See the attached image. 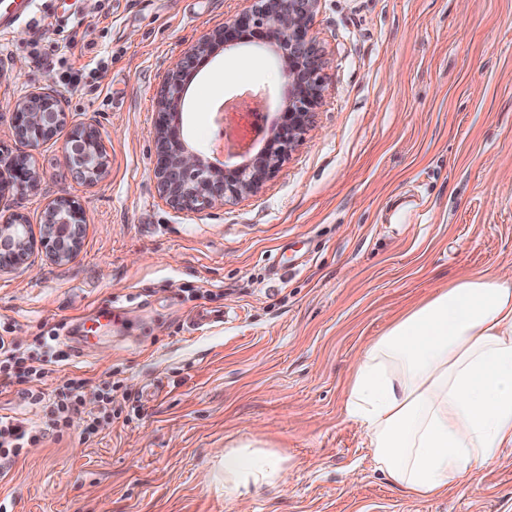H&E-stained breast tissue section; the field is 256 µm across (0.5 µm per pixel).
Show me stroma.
<instances>
[{
	"label": "stroma",
	"instance_id": "35a3bbf8",
	"mask_svg": "<svg viewBox=\"0 0 512 512\" xmlns=\"http://www.w3.org/2000/svg\"><path fill=\"white\" fill-rule=\"evenodd\" d=\"M243 0H33L42 30L0 34V106L39 90L67 120L29 150L0 113V159L30 154L37 192L0 195L32 237L67 192L85 212L81 245L41 249L0 272V335L43 358L37 338L70 331L103 303L122 317L91 351L42 383L112 389L119 413L75 415L62 441L30 449L0 481L8 512H512V447L435 498L377 470L345 409L347 377L371 340L438 289L512 272V0H319L321 104L256 194L196 213L166 204L154 178L155 101L173 63ZM83 17L85 45L66 39ZM55 49V72L31 55ZM24 60L25 74L12 70ZM183 99L186 145L214 148L211 106L251 86L275 119L289 87L274 47L218 50ZM75 69L88 87L58 77ZM92 125L107 151L95 180L62 154ZM225 310L217 329L187 316ZM252 439L288 457L284 480L247 509L214 481L224 446Z\"/></svg>",
	"mask_w": 512,
	"mask_h": 512
}]
</instances>
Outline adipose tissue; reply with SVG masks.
<instances>
[{
  "label": "adipose tissue",
  "mask_w": 512,
  "mask_h": 512,
  "mask_svg": "<svg viewBox=\"0 0 512 512\" xmlns=\"http://www.w3.org/2000/svg\"><path fill=\"white\" fill-rule=\"evenodd\" d=\"M346 411L395 484L422 498L472 481L512 447V273L449 283L355 363ZM224 491L283 479L286 459L251 440L224 450Z\"/></svg>",
  "instance_id": "1"
}]
</instances>
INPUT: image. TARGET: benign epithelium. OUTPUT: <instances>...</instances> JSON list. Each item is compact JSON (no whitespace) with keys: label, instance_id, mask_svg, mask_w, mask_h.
<instances>
[{"label":"benign epithelium","instance_id":"1","mask_svg":"<svg viewBox=\"0 0 512 512\" xmlns=\"http://www.w3.org/2000/svg\"><path fill=\"white\" fill-rule=\"evenodd\" d=\"M249 5L224 27L203 35L168 71L157 101L155 118L156 162L154 175L160 196L173 207L198 212L226 199L256 193L285 159L307 129L321 103L323 61L313 38L310 20L318 0H248ZM275 44L288 80V102L283 122L273 131L253 164L224 163L218 167L188 149L183 140L180 104L197 71L213 55L215 45ZM18 138L35 148L48 140L61 116L62 100L34 91L11 105ZM75 143L65 151L67 167L91 180L106 167L107 157L98 131L86 125L76 130ZM39 179L30 168L12 160L0 169V189L20 192L38 189ZM85 214L68 193L59 194L47 207L39 247L52 259H71L79 250ZM24 217L14 214L0 225V270L21 264L33 248Z\"/></svg>","mask_w":512,"mask_h":512}]
</instances>
